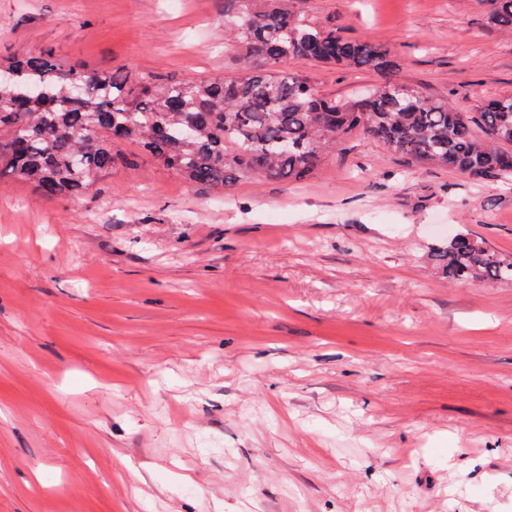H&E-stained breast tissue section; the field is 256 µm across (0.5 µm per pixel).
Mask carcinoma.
Masks as SVG:
<instances>
[{
	"instance_id": "cac0c4a2",
	"label": "carcinoma",
	"mask_w": 512,
	"mask_h": 512,
	"mask_svg": "<svg viewBox=\"0 0 512 512\" xmlns=\"http://www.w3.org/2000/svg\"><path fill=\"white\" fill-rule=\"evenodd\" d=\"M243 66L230 80L161 82L130 71L91 72L50 53L14 56L0 81V182L51 200L86 194L103 175L145 151L202 192L263 177L301 181L339 138L360 130L420 167L473 181L512 175V96L459 112L395 79L397 64L369 39H349L297 11V0H219ZM488 23L512 33V0H487ZM350 70L383 82L346 101L275 70L284 60ZM451 280L512 282V256L458 234L436 254Z\"/></svg>"
}]
</instances>
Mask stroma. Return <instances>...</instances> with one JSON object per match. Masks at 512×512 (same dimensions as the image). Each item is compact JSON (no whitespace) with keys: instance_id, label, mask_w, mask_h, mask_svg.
Returning a JSON list of instances; mask_svg holds the SVG:
<instances>
[{"instance_id":"1","label":"stroma","mask_w":512,"mask_h":512,"mask_svg":"<svg viewBox=\"0 0 512 512\" xmlns=\"http://www.w3.org/2000/svg\"><path fill=\"white\" fill-rule=\"evenodd\" d=\"M462 112L512 95L485 0H299ZM217 0H0V60L232 78ZM344 100L378 82L291 60ZM512 179L354 131L307 179L223 195L148 156L88 194L0 184V512H512ZM436 257L451 280L512 282V256L491 251L470 234H457Z\"/></svg>"}]
</instances>
